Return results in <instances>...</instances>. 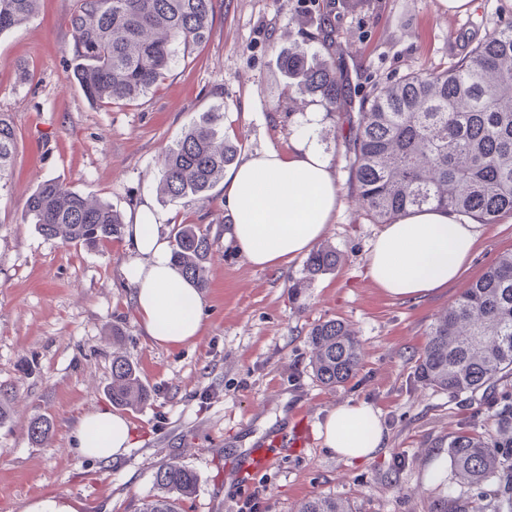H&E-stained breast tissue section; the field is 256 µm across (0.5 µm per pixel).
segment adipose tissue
<instances>
[{
  "mask_svg": "<svg viewBox=\"0 0 512 512\" xmlns=\"http://www.w3.org/2000/svg\"><path fill=\"white\" fill-rule=\"evenodd\" d=\"M224 202L233 216L225 232L251 265L278 269L307 254L323 238L339 204L331 161L314 139L295 136L288 151L267 146L224 173ZM130 258L121 272L133 287L132 307L143 335L176 347L204 330L203 297L170 261L161 218L142 204L126 226ZM473 225L443 210H424L384 225L367 256L370 280L394 299L440 291L468 270L476 251ZM128 419L102 408L85 414L74 435L80 455L123 456L130 446ZM324 448L366 462L387 448L379 412L365 400L329 409L319 424Z\"/></svg>",
  "mask_w": 512,
  "mask_h": 512,
  "instance_id": "adipose-tissue-1",
  "label": "adipose tissue"
}]
</instances>
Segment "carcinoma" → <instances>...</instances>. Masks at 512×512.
<instances>
[{
  "label": "carcinoma",
  "instance_id": "cac0c4a2",
  "mask_svg": "<svg viewBox=\"0 0 512 512\" xmlns=\"http://www.w3.org/2000/svg\"><path fill=\"white\" fill-rule=\"evenodd\" d=\"M38 0H0V34L32 17ZM218 0H75L67 24L68 52L80 61L76 79L86 98L100 106L128 105L146 96L175 66L179 53L206 43ZM290 95L320 105L329 117L349 94L336 60L302 45L277 59ZM223 113L207 112L165 153L159 192L171 201L201 197L224 179L241 150L224 134ZM352 195L378 224L427 207L450 210L480 224L512 214V21L479 41L451 69L408 73L362 101L344 137ZM17 133L0 112V190L13 174ZM25 216L47 239L93 248L122 238L119 211L57 179L29 196ZM213 241L198 224L173 228L172 259L199 290L208 286ZM336 249L324 245L306 260L316 277L336 268ZM309 366L324 387L349 382L362 363V348L338 319L316 324L308 336ZM414 377L437 391L461 395L482 390L494 408V430L459 432L448 441L455 477L440 482L427 512H479L485 485L499 486L496 512H512V252L502 255L431 324L414 364ZM112 404L142 407L151 392L126 360L112 359ZM14 394L0 386V427L11 422ZM49 419H30L34 443L48 438ZM158 493L136 512H183L196 492L197 476L181 465L160 466ZM469 487V496L456 483ZM298 512H355L350 501L314 495Z\"/></svg>",
  "mask_w": 512,
  "mask_h": 512
}]
</instances>
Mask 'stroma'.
I'll return each mask as SVG.
<instances>
[{
    "label": "stroma",
    "mask_w": 512,
    "mask_h": 512,
    "mask_svg": "<svg viewBox=\"0 0 512 512\" xmlns=\"http://www.w3.org/2000/svg\"><path fill=\"white\" fill-rule=\"evenodd\" d=\"M73 0H41L26 24L0 34V112L17 131L13 176L0 191V383L15 393L12 421L0 427V512H26L45 500L73 512H135L155 493L159 466L174 461L198 478L185 512H237L255 496L257 512H297L315 494L350 500L357 512H427L438 477L451 474L448 439L492 428L483 392L455 396L412 377L414 357L434 319L468 282L512 251V215L477 225L478 247L461 282L414 300L386 296L366 275L379 225L348 185L343 132L320 119L317 144L330 157L341 206L324 238L335 270L307 279L305 258L277 270L249 264L224 237L233 218L224 188L176 202L157 186L166 148L205 112L221 107L224 132L243 151L287 149L306 117L288 115L277 58L308 44L321 12L336 40L331 54L352 88L341 110L407 73L452 67L477 41L512 18V0H472L463 14L438 0H222L207 43L179 61L156 90L127 106L90 103L73 77L66 19ZM56 178L110 203L122 216L143 202L165 215L164 234L198 224L214 242L204 290V332L178 348L142 335L121 275L125 241L89 249L41 236L24 218L37 185ZM346 322L362 343L356 377L329 390L309 367L308 333ZM123 334L113 338V326ZM136 367L148 405L125 410L134 435L116 461L89 459L73 445L86 413L110 406L112 354ZM379 410L388 446L351 463L325 449L316 432L325 412L348 400ZM312 430L305 446L239 480L241 461L296 414ZM48 417L47 441L27 435Z\"/></svg>",
    "instance_id": "1"
}]
</instances>
